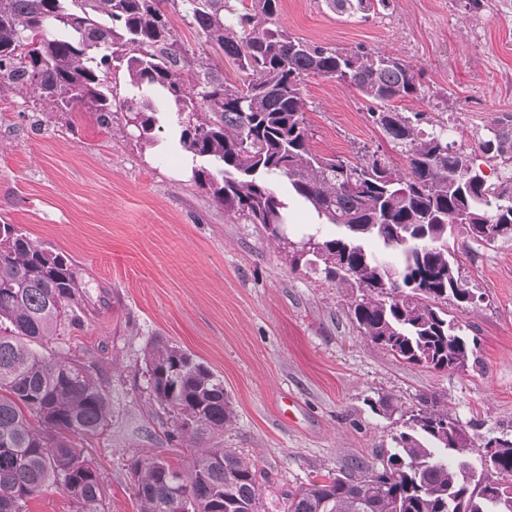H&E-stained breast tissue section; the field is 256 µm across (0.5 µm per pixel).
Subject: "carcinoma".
<instances>
[{
  "instance_id": "obj_1",
  "label": "carcinoma",
  "mask_w": 512,
  "mask_h": 512,
  "mask_svg": "<svg viewBox=\"0 0 512 512\" xmlns=\"http://www.w3.org/2000/svg\"><path fill=\"white\" fill-rule=\"evenodd\" d=\"M181 0L193 28L249 77L237 85L177 40L163 0H0V88L54 112L88 110L153 141L164 129L155 102L175 106L178 143L199 171L196 185L275 239L287 223L273 183L318 218L342 228L309 234L292 264L324 265L339 288L359 292L350 314L360 335L412 364L443 372L477 361L476 340L457 312L476 303L462 278L458 231L488 246L512 241V113L496 115L475 149L448 139V119L410 114L398 103L422 93L420 76L393 54L332 47L293 36L281 0ZM393 0H325L363 21ZM121 71L127 94L112 90ZM336 79L377 105L369 116L399 148L400 172L385 155L312 151L303 83ZM73 262L0 224V512H25L50 487L76 512H101L100 472L71 437L111 430V397L93 367L46 349L60 330L86 317ZM153 405L192 447L224 434L235 414L224 378L162 337L143 353ZM398 415L393 446L290 491L281 512H512V436L492 438L489 474L469 468L476 443L448 411L423 400L413 409L381 398ZM139 512H264L255 465L220 443L200 449L182 471L164 459L132 470Z\"/></svg>"
}]
</instances>
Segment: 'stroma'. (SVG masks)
Instances as JSON below:
<instances>
[{
	"instance_id": "35a3bbf8",
	"label": "stroma",
	"mask_w": 512,
	"mask_h": 512,
	"mask_svg": "<svg viewBox=\"0 0 512 512\" xmlns=\"http://www.w3.org/2000/svg\"><path fill=\"white\" fill-rule=\"evenodd\" d=\"M281 19L305 40L410 63L424 96L403 111L446 115L468 142L493 115L512 112L504 0L477 16L459 0H393L366 22L336 15L324 0H281ZM303 97L315 152L366 146L403 168L369 117L371 102L321 77L305 82ZM287 213L286 240H269L195 185L169 133L146 144L121 126L102 127L95 114L71 118L0 94V222L22 225L73 261L88 315L51 347L94 364L112 389L111 432L76 443L100 466L102 512H137L133 461L182 466L194 453L148 399L142 357L157 336L223 377L236 413L224 445L266 474L268 512L310 477L375 461L390 447L396 425L370 407L381 397L407 406L435 398L481 443L512 433V241L488 247L457 235L462 276L482 295L458 315L478 361L437 372L367 342L348 314L354 293L323 271L292 267L290 243L338 229L293 202Z\"/></svg>"
}]
</instances>
